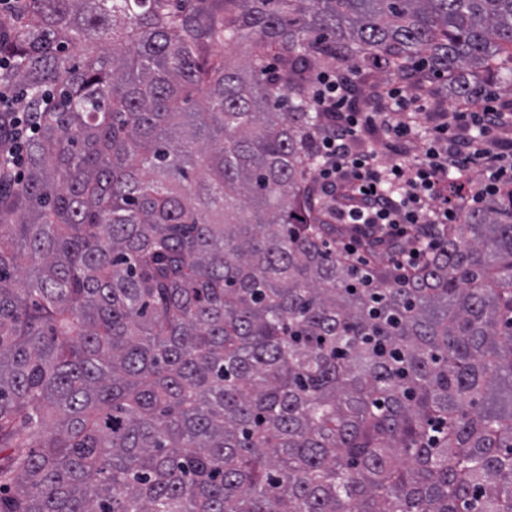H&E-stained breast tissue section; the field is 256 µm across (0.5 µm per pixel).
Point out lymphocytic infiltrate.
Returning a JSON list of instances; mask_svg holds the SVG:
<instances>
[{"instance_id": "1", "label": "lymphocytic infiltrate", "mask_w": 512, "mask_h": 512, "mask_svg": "<svg viewBox=\"0 0 512 512\" xmlns=\"http://www.w3.org/2000/svg\"><path fill=\"white\" fill-rule=\"evenodd\" d=\"M353 81L327 68L310 87L322 116L316 185L333 201L337 223L367 226L371 236L367 245L343 238L336 249L365 274L379 251L401 270L424 265L461 210L512 183V102L481 93L440 111L432 81L416 82L414 72L366 83L359 98ZM2 110L13 115V134L0 144V170L16 173L39 121L0 84ZM452 182L463 193L449 196Z\"/></svg>"}]
</instances>
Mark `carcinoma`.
Wrapping results in <instances>:
<instances>
[{"label": "carcinoma", "mask_w": 512, "mask_h": 512, "mask_svg": "<svg viewBox=\"0 0 512 512\" xmlns=\"http://www.w3.org/2000/svg\"><path fill=\"white\" fill-rule=\"evenodd\" d=\"M0 56V512H512V186L370 285L306 95L507 89L512 0H29ZM13 114V134L7 143L0 144V170H9L15 175L21 174L26 143L37 133L38 118L33 112H27L24 99L18 96L13 87L0 82V111Z\"/></svg>", "instance_id": "obj_1"}]
</instances>
